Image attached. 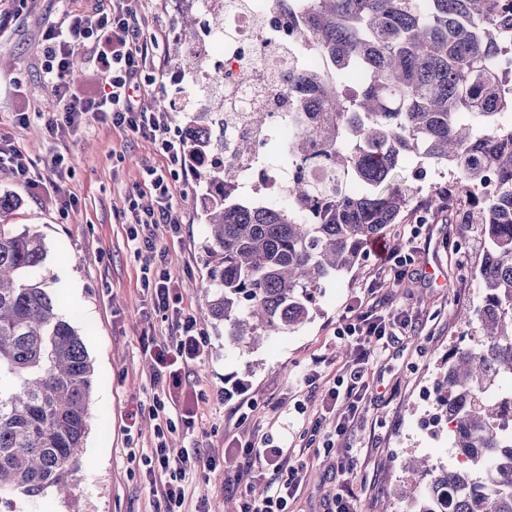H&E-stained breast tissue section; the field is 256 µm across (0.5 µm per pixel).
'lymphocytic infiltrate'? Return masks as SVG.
<instances>
[{
  "mask_svg": "<svg viewBox=\"0 0 512 512\" xmlns=\"http://www.w3.org/2000/svg\"><path fill=\"white\" fill-rule=\"evenodd\" d=\"M158 41L141 26L138 0H111L109 9L92 15L63 14L48 23L43 33L42 55L44 77L58 102L57 111L43 117V129L48 136L58 137L78 128L90 119H111L113 126L126 129L138 138L155 144L163 157L162 164L144 169L141 185L131 193V208L135 214L131 236L149 231L163 224L171 233H179L181 221L173 208L175 186L172 174L182 163L183 153L179 139L168 135L161 114L145 109L140 97L146 85L155 83V62ZM85 58L105 81L108 91L100 97L78 96L73 88L71 72L78 58ZM10 172L29 188L40 184L37 164L12 141L0 138V170ZM165 250L149 247L144 269L154 275L152 299L155 309L163 311L178 332L175 348L154 344L148 351L157 362L154 374L156 384H164L174 376L177 361L195 359L203 347L197 337L194 319L181 307V296L171 288ZM407 318L385 319L373 305L356 301L348 306L346 316L336 330L341 342L353 345L361 358H369L383 345L385 338L405 330ZM370 385L363 371L351 370L344 387L327 391L330 400L341 402L342 413L336 419L335 433L343 435L355 423ZM244 457L265 458L274 476L262 498H245L242 512H288V502L299 488L295 477L279 479L283 469L282 453L247 444L242 446ZM201 459L200 452L181 453L171 457L165 441H158L150 470L164 473L167 480L162 497L165 512H183L185 489L182 481L186 470Z\"/></svg>",
  "mask_w": 512,
  "mask_h": 512,
  "instance_id": "lymphocytic-infiltrate-1",
  "label": "lymphocytic infiltrate"
}]
</instances>
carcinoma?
<instances>
[{"label": "carcinoma", "mask_w": 512, "mask_h": 512, "mask_svg": "<svg viewBox=\"0 0 512 512\" xmlns=\"http://www.w3.org/2000/svg\"><path fill=\"white\" fill-rule=\"evenodd\" d=\"M295 36L328 66L297 72L288 100L305 118L288 142L301 172L288 209L240 202L233 169L205 162L224 137L198 123L224 124V103L183 113L184 156L207 199V315L236 347L298 329L322 282L359 264L410 206L407 157L450 170L455 181L426 203L439 211L463 198L467 223L479 225L481 302L455 312L478 347L449 350L436 378L433 420L445 422L455 462L402 461L427 481L398 498L407 512H435L443 491L446 512H512V94L499 72L512 15L501 0H311ZM364 70L373 77L350 87ZM491 173L499 189L485 196ZM45 257L34 228L0 224V512H15L20 496L67 491L88 429L94 368L37 279Z\"/></svg>", "instance_id": "cac0c4a2"}]
</instances>
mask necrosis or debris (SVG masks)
<instances>
[{
	"label": "necrosis or debris",
	"instance_id": "4bbe7bcc",
	"mask_svg": "<svg viewBox=\"0 0 512 512\" xmlns=\"http://www.w3.org/2000/svg\"><path fill=\"white\" fill-rule=\"evenodd\" d=\"M197 17V29L188 48L203 58L206 70L199 78L182 75L180 90L170 102L205 112L209 106L194 97L195 88L206 86L229 96L232 109L224 115V152L214 155L213 160L234 166L241 194L266 204L282 202L288 196L295 170L271 161L269 143L274 138L287 143L299 124L288 115L290 85L284 79L270 81L266 59L294 48V20L273 0H224V23L220 26L210 8H201ZM256 106L266 117L260 127L246 120Z\"/></svg>",
	"mask_w": 512,
	"mask_h": 512
}]
</instances>
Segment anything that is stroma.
I'll use <instances>...</instances> for the list:
<instances>
[{
    "label": "stroma",
    "instance_id": "1",
    "mask_svg": "<svg viewBox=\"0 0 512 512\" xmlns=\"http://www.w3.org/2000/svg\"><path fill=\"white\" fill-rule=\"evenodd\" d=\"M110 0H32L0 32V131L11 135L37 161L45 180L61 189L33 190L0 171V193L21 196L20 208L5 216L16 227L32 226L43 237L47 255L39 274L59 310L81 334L93 363L96 383L89 408L88 433L80 450L78 482L68 497L42 492L17 500L18 512H163V475L149 476L147 460L158 439L178 450L201 449L195 471L186 478L185 512L206 504L209 512H241L250 485L266 484L270 466L250 460L233 466L224 452L234 443L282 448L298 467L300 485L288 512H330L342 487L351 489L357 512H403L390 506L403 473L400 462L412 455L447 459L448 436L432 421L435 379L449 348L471 335L457 322L458 307L479 305L481 296L470 275L457 268L449 235L469 238L474 252L483 241L469 224H449L447 212L427 213L431 187L448 184L443 168L408 161L401 175L417 195L384 240L394 244L401 228L418 224V254L397 288H371L374 260L366 256L352 270L326 282L315 295L311 318L293 332L252 349L224 345L223 328L202 317L206 283V230L200 195L191 170L177 169L173 206L181 231L156 229L151 240L166 249L168 268L179 284L183 307L196 319L203 355L179 365L169 392L153 381L155 365L143 349L144 335L170 342L167 320L154 313L151 292L141 282L144 245L130 240L128 196L142 182L146 164L159 162L153 144L93 121L66 139L42 129L40 112L54 98L42 73V36L46 24L62 12L81 14L108 7ZM177 0H140L139 10L159 42L157 81L144 103L155 111L160 97L171 96L170 76L177 70ZM30 115L15 125L19 108ZM62 153L68 169L55 178L47 161ZM372 298L378 314L408 316L412 325L389 338L373 354L365 377L373 394L358 422L334 436L335 413L321 400L337 379L356 365V355L336 337L348 305ZM255 370L241 389L230 379ZM184 397L196 412L194 427L180 423L172 398ZM354 458L352 474L339 464Z\"/></svg>",
    "mask_w": 512,
    "mask_h": 512
}]
</instances>
